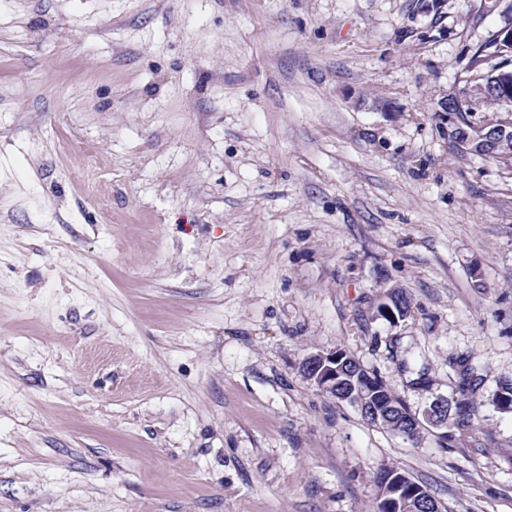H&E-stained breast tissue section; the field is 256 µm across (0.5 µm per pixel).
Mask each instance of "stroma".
<instances>
[{"label": "stroma", "mask_w": 512, "mask_h": 512, "mask_svg": "<svg viewBox=\"0 0 512 512\" xmlns=\"http://www.w3.org/2000/svg\"><path fill=\"white\" fill-rule=\"evenodd\" d=\"M511 23L0 0V512H376L383 463L440 512H512V167L438 110ZM336 349L416 413L467 360L479 426L368 424L301 372Z\"/></svg>", "instance_id": "1"}]
</instances>
